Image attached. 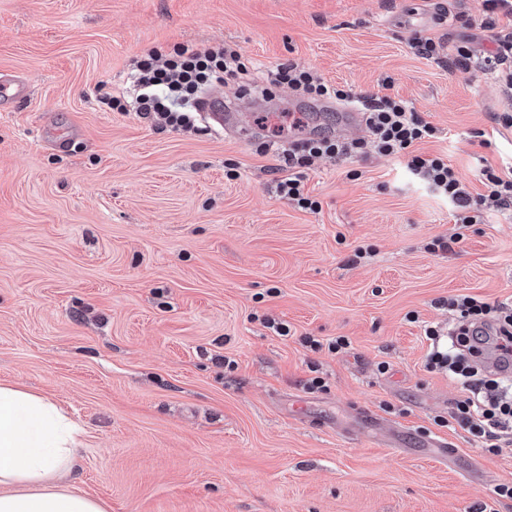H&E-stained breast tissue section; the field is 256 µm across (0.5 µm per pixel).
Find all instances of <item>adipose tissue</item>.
<instances>
[{
    "instance_id": "obj_1",
    "label": "adipose tissue",
    "mask_w": 512,
    "mask_h": 512,
    "mask_svg": "<svg viewBox=\"0 0 512 512\" xmlns=\"http://www.w3.org/2000/svg\"><path fill=\"white\" fill-rule=\"evenodd\" d=\"M80 431L47 397L0 385V512H106L63 483Z\"/></svg>"
}]
</instances>
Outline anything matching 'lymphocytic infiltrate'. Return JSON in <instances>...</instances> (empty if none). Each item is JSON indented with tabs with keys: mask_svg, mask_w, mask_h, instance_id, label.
I'll use <instances>...</instances> for the list:
<instances>
[{
	"mask_svg": "<svg viewBox=\"0 0 512 512\" xmlns=\"http://www.w3.org/2000/svg\"><path fill=\"white\" fill-rule=\"evenodd\" d=\"M485 2L483 25L494 31L496 44L487 60L495 66V77L508 95L512 93V73L504 66L512 58V32L499 34L498 27L500 15L512 16V0ZM245 69L241 53L226 44L182 47L165 60L151 51L134 61L132 85L125 96L112 97L107 104L118 109L123 100H131L140 118L151 120L162 129L191 133L198 129L196 117L203 91L213 83L237 77ZM265 80L268 85L285 86L311 99L357 105L369 132L365 139L309 138L278 147L285 175L277 180L275 191L298 208L315 212L320 206L305 184L312 159L363 158L371 154L406 158V166L415 178L450 201L457 223L480 224L487 211L512 207V167H483L481 181L486 191L475 196L442 157L416 153V145L435 138L437 129L402 99L388 94L355 95L351 89L328 83L295 63L268 71ZM444 304L453 314V324L445 332L426 328L425 335L431 342L426 367L448 373L460 383L464 395L450 417H439L437 424L463 427L488 451H499L502 444L512 441V379L487 373L475 355L478 342L488 339L500 350L503 366L512 365V306L493 305L467 294L445 299Z\"/></svg>",
	"mask_w": 512,
	"mask_h": 512,
	"instance_id": "1",
	"label": "lymphocytic infiltrate"
}]
</instances>
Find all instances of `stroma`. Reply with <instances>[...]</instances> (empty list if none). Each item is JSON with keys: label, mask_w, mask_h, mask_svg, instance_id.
<instances>
[{"label": "stroma", "mask_w": 512, "mask_h": 512, "mask_svg": "<svg viewBox=\"0 0 512 512\" xmlns=\"http://www.w3.org/2000/svg\"><path fill=\"white\" fill-rule=\"evenodd\" d=\"M483 19V0H0V78L28 86L0 106V384L79 421L71 488L108 512H512L496 493L512 446L491 454L434 423L462 390L427 369L424 335L451 319L436 299L512 303V209L460 228L377 155L315 161L321 208L299 209L274 193L281 161L259 145L311 124L329 134L337 115L285 87L224 86L252 140L98 103L148 50L227 43L255 75L293 62L401 97L438 129L418 152L477 193L484 164L512 165ZM417 34L438 59L413 53ZM463 42L466 68L447 54ZM339 336L349 348L330 352ZM315 376L323 388L307 389ZM368 413L384 428L363 427Z\"/></svg>", "instance_id": "1"}]
</instances>
